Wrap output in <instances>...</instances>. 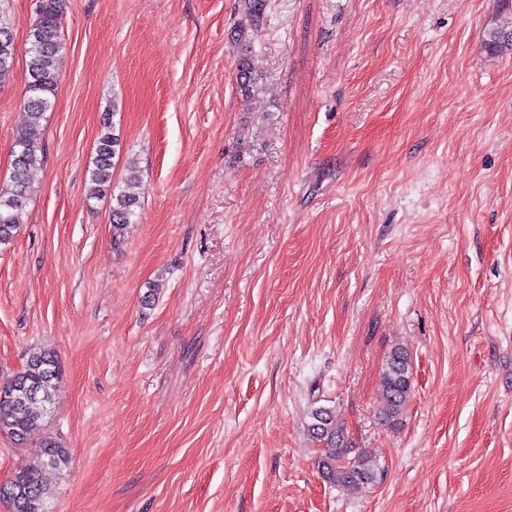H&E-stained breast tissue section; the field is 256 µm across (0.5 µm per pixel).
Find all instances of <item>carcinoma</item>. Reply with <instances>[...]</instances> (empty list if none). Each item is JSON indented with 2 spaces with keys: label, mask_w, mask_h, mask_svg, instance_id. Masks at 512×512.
<instances>
[{
  "label": "carcinoma",
  "mask_w": 512,
  "mask_h": 512,
  "mask_svg": "<svg viewBox=\"0 0 512 512\" xmlns=\"http://www.w3.org/2000/svg\"><path fill=\"white\" fill-rule=\"evenodd\" d=\"M250 21L249 29H240L236 41L241 53L236 65V83L242 96L260 101L263 71L254 63L249 33L262 23L266 0H241ZM61 0H42L38 17L32 25L26 54L27 82L22 95L26 124L17 133L12 146V185L0 189V247L9 245L20 228V219L29 195V174L42 167L45 156L40 141L45 112L59 91L64 63L61 38ZM488 47L493 51L512 50V28L499 27L488 33ZM15 64V46L6 17L0 14V81L9 77ZM110 114L103 117L96 141L92 167L89 168V196L110 201L112 224L120 234L136 214L139 198L112 184L113 159L119 147L111 131ZM58 361L53 352L38 350L30 354L23 370L11 382L0 386V435L22 447H30L36 463L22 466L6 483L0 485V497L7 498L14 512H46L42 469H62L69 465L70 453L55 438L35 436V430L53 405ZM412 367L407 348L396 346L387 356L380 378L384 400L382 422L391 429L398 427L412 393ZM31 385L36 395L27 399L22 388ZM308 438L323 448L317 467L321 477L336 487L374 484L382 476L376 457L369 451L353 447L344 426L329 407H317L306 425Z\"/></svg>",
  "instance_id": "1"
}]
</instances>
